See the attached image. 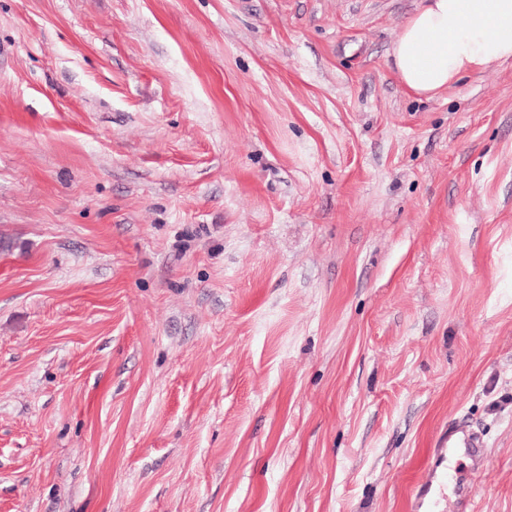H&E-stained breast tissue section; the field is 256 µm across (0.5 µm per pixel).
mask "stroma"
Returning <instances> with one entry per match:
<instances>
[{
	"mask_svg": "<svg viewBox=\"0 0 512 512\" xmlns=\"http://www.w3.org/2000/svg\"><path fill=\"white\" fill-rule=\"evenodd\" d=\"M421 0H0V512H512V61ZM390 56L399 82L433 98L470 74L512 60V0H422ZM480 444L477 439L463 431H449L448 432V448H447V438L443 440L441 443V448H439V457L445 456V453L450 448H465L466 452L470 454H476L479 452Z\"/></svg>",
	"mask_w": 512,
	"mask_h": 512,
	"instance_id": "1",
	"label": "stroma"
}]
</instances>
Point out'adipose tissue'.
Segmentation results:
<instances>
[{
  "instance_id": "1",
  "label": "adipose tissue",
  "mask_w": 512,
  "mask_h": 512,
  "mask_svg": "<svg viewBox=\"0 0 512 512\" xmlns=\"http://www.w3.org/2000/svg\"><path fill=\"white\" fill-rule=\"evenodd\" d=\"M390 56L403 87L435 97L512 60V0H425L400 25Z\"/></svg>"
}]
</instances>
